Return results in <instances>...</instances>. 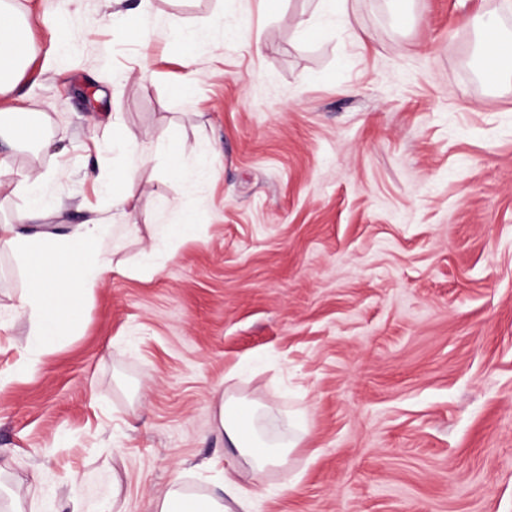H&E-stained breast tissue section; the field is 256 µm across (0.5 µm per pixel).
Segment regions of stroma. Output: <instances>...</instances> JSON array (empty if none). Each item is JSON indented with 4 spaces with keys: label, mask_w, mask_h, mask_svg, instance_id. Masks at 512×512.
<instances>
[{
    "label": "stroma",
    "mask_w": 512,
    "mask_h": 512,
    "mask_svg": "<svg viewBox=\"0 0 512 512\" xmlns=\"http://www.w3.org/2000/svg\"><path fill=\"white\" fill-rule=\"evenodd\" d=\"M136 2L77 0L67 53L40 22L60 0L17 3L38 58L14 93L53 147L13 167L64 169L26 232L138 231L43 354L14 309L27 265L0 250V512H155L175 484L223 497L226 394L276 403L272 437L305 417L252 512H512V86L478 74L469 23L512 31V9L347 0L306 33L318 0H153L143 43ZM198 26L185 57L176 35ZM116 134L147 157L124 209L86 174L124 165L94 148ZM170 140L215 150L212 173L175 182ZM187 207L193 238L160 242Z\"/></svg>",
    "instance_id": "1"
}]
</instances>
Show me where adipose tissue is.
I'll return each mask as SVG.
<instances>
[{
  "instance_id": "ef3b65f1",
  "label": "adipose tissue",
  "mask_w": 512,
  "mask_h": 512,
  "mask_svg": "<svg viewBox=\"0 0 512 512\" xmlns=\"http://www.w3.org/2000/svg\"><path fill=\"white\" fill-rule=\"evenodd\" d=\"M474 24L481 33L480 55L490 73L492 83L498 84L512 75V39L502 33L496 15L475 16ZM35 55L23 13L14 0H0V134L7 144L21 142L20 129L34 123L44 125L46 115L25 97L13 94L14 84L24 72L28 60ZM96 151L107 149L123 152L125 166L92 177L112 199L113 205L125 206L121 186L135 179L144 158L133 140H115L96 144ZM62 170L36 176L20 175L18 186L27 204L19 211L14 224L0 225V248L10 249L30 266L28 286L19 297L17 308L31 322V346L46 351L65 341L76 321V308L81 300L92 296L111 266L103 249L112 239V227L88 218L75 225L66 238L50 233L30 235L25 225L44 219L53 209L55 199L46 191L48 184L59 182ZM274 406L258 407L243 397L228 396L218 408V424L228 442L236 448L247 465L251 479H259L267 471L286 466L292 448L298 447L299 433L305 428L301 414H294L290 424L291 437L270 439L259 424L261 415L273 414ZM155 512H232L224 499L193 496L170 487L159 496Z\"/></svg>"
}]
</instances>
